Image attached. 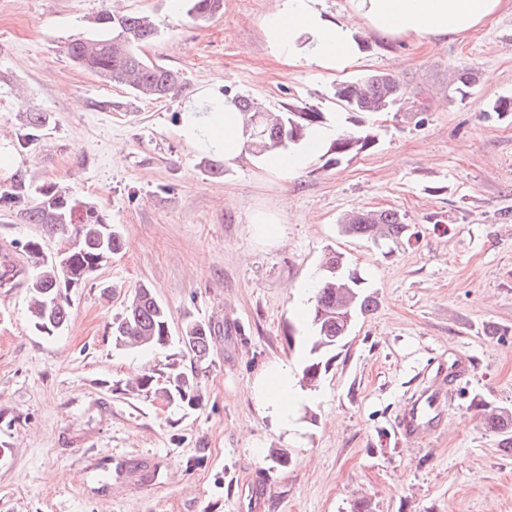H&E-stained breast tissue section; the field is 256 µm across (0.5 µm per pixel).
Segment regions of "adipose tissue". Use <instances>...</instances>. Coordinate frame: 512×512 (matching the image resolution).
<instances>
[{
	"label": "adipose tissue",
	"mask_w": 512,
	"mask_h": 512,
	"mask_svg": "<svg viewBox=\"0 0 512 512\" xmlns=\"http://www.w3.org/2000/svg\"><path fill=\"white\" fill-rule=\"evenodd\" d=\"M501 4L502 0H348L350 12L379 37L443 42L472 31ZM262 32L278 55L326 71L344 70L360 53L355 29L328 18L323 0H282L280 8L265 16ZM179 134L196 151L228 163L245 152L237 108L232 99L211 88L184 101ZM249 394L259 412L284 430L293 425L303 400V391L285 360L271 362Z\"/></svg>",
	"instance_id": "adipose-tissue-1"
}]
</instances>
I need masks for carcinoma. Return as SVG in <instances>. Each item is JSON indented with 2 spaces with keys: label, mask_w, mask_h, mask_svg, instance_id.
I'll return each mask as SVG.
<instances>
[{
  "label": "carcinoma",
  "mask_w": 512,
  "mask_h": 512,
  "mask_svg": "<svg viewBox=\"0 0 512 512\" xmlns=\"http://www.w3.org/2000/svg\"><path fill=\"white\" fill-rule=\"evenodd\" d=\"M186 15L202 24L224 10V0H183ZM104 36L80 37L66 46L68 58L80 68L116 87H123L138 98L160 100L181 89L183 75L140 53V47L159 36L154 21L147 15H115L102 11L94 18ZM456 92L465 97L479 82L478 72L462 68L457 72ZM406 90L399 77L378 72L364 78L343 81L334 86V97L350 115L357 127L353 132L339 131L329 140L324 156L327 163L337 164L347 157L367 152L376 144L377 133L367 119L382 112L399 110L408 104ZM234 103L241 112L246 148L257 157H266L304 145L316 127L326 124L324 113L307 106L290 105L275 115L266 104L251 95H238ZM51 123L50 113L39 108L25 111L22 146L34 148ZM25 180L17 175L9 187L0 188V203L19 204L24 200ZM35 202L20 209L27 224H47L51 229L70 233V246L56 255L44 253L42 245L29 240L25 249L34 264L28 279L29 315L37 332L44 336L57 335L68 323L70 301L68 291L80 288L98 271L97 260L108 259L124 248L119 229L112 225L96 203L74 197L49 184L38 191ZM341 233L366 238L372 242L397 243L408 231L404 215L395 209L364 210L344 215ZM342 257L332 255L323 266L312 303L308 322L312 331L309 356L302 369V382L313 390L319 385L328 362L326 353L335 350L348 335L341 314L351 311L354 316H366L377 305L373 296L363 292L362 281L355 272L336 270ZM168 311L153 291L141 286L127 297L122 315L112 321V342L121 348L153 349L169 341ZM187 353L203 359L209 353V326L190 321L183 327L180 338ZM132 390L159 395L171 404L183 408L200 405L201 396L194 376L174 364L157 377L150 370L143 374ZM493 432L505 435L503 447L512 448V411L506 408L485 417Z\"/></svg>",
  "instance_id": "1"
}]
</instances>
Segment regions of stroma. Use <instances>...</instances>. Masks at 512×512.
Listing matches in <instances>:
<instances>
[{"label":"stroma","instance_id":"35a3bbf8","mask_svg":"<svg viewBox=\"0 0 512 512\" xmlns=\"http://www.w3.org/2000/svg\"><path fill=\"white\" fill-rule=\"evenodd\" d=\"M176 2L0 0V76L13 85L0 92V144L14 158L0 186L18 173L32 192L56 184L96 201L125 238L48 337L29 320L24 245L50 253L65 240L0 207V264L15 270L0 286V512H356L363 500L372 512H512V451L481 410L512 409V112L492 110L512 98V0L446 44L359 30L365 50L337 73L270 49L274 0H224L202 25ZM104 9L154 20L161 35L144 53L183 73L177 95L139 99L70 61L68 42L98 35ZM460 66L480 76L464 98ZM374 72L398 76L421 109L374 116L376 145L336 165L315 154L285 179L246 154L214 173L177 131L184 100L208 87L275 111L303 102L347 130L333 88ZM29 105L52 115L35 150L19 144ZM386 208L404 214L410 239L339 233L344 214ZM259 218L279 241L256 236ZM334 252L377 306L284 432L248 387L309 349L292 288L316 284ZM141 285L167 307L173 339L116 348L112 321ZM190 320L211 329L201 360L176 340ZM460 356L468 370L446 385L440 429L407 439L404 405ZM172 363L194 373L199 407L132 392Z\"/></svg>","mask_w":512,"mask_h":512}]
</instances>
